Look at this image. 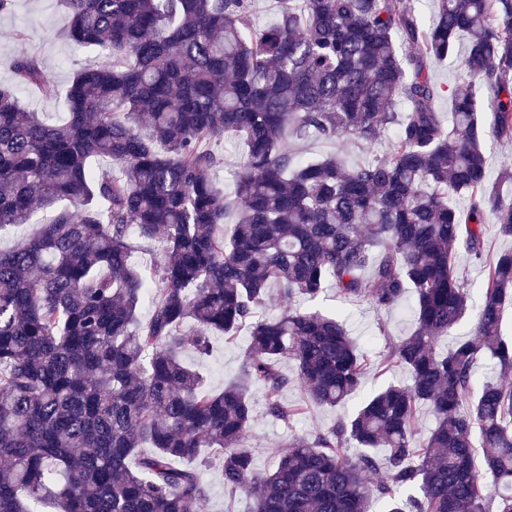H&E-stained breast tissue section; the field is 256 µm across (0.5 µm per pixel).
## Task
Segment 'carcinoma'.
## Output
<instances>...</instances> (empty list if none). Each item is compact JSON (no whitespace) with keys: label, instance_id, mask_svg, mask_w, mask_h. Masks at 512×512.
I'll return each instance as SVG.
<instances>
[{"label":"carcinoma","instance_id":"carcinoma-1","mask_svg":"<svg viewBox=\"0 0 512 512\" xmlns=\"http://www.w3.org/2000/svg\"><path fill=\"white\" fill-rule=\"evenodd\" d=\"M61 2L66 39L99 51L74 73L65 118L19 100L18 83L56 93L22 48L15 82H0V231L52 210L0 248V512H209L210 465L246 512H512V387L475 389L482 354L512 371V251L488 265L471 337L440 348L470 309L453 255L483 258L487 216L512 237V198L488 187L480 147L512 141V0H439L428 27L408 0H279L260 31L252 0ZM461 34L468 82L448 90L446 122L430 66ZM391 129L390 154L358 166L283 148L287 132L370 148ZM227 137L244 145L231 196L213 181ZM136 238L164 246L151 279ZM328 288L380 310L412 290L416 328L383 359L410 383L295 439L259 476L243 449L252 388L288 422L293 383L328 408L364 385L336 314L259 315L274 291ZM189 320L201 358L218 334L249 336L221 390L182 358ZM420 406L435 419L422 441ZM50 212L37 209L30 220L29 224H25L22 227L4 232L0 235V248L7 249L13 247L21 238L33 235L37 232L39 225L46 223L50 218Z\"/></svg>","mask_w":512,"mask_h":512}]
</instances>
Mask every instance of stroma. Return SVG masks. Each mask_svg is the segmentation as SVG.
Returning a JSON list of instances; mask_svg holds the SVG:
<instances>
[{"mask_svg": "<svg viewBox=\"0 0 512 512\" xmlns=\"http://www.w3.org/2000/svg\"><path fill=\"white\" fill-rule=\"evenodd\" d=\"M64 9L60 0H17L12 14L0 17V81L13 79L9 49L15 42H22L26 51L36 57L56 87L53 98H44L30 86L18 88V97L23 104L36 108L46 115L59 119L68 110L67 90L74 72L88 59L92 52L72 44L62 35ZM290 151L306 158H320L330 154L342 156L346 163L359 164L384 154L387 142H378L373 148L341 139L310 138L288 139ZM512 249V239L501 236L493 221L484 225V260L477 263L465 252H458L455 265L463 279V285L471 296H478L486 275L489 261L503 251ZM316 308L336 313L356 338L366 356V378L369 386L389 383H404L409 379L406 368L395 365L384 369L380 366L389 346L401 337L410 335L415 328L412 295H404L395 305L386 310L374 309L369 302L351 301L331 294L315 300ZM247 344L246 336H238L233 342L217 340L212 354L198 359L193 348H186L185 361L190 365H202L212 388H223L233 379L241 366L242 353ZM288 403L303 405L301 415L284 423L269 417L263 403H256L252 431L244 441L245 450L251 455L256 473L270 470L279 454L299 436H311L327 429L341 409H329L307 404L303 390L291 386L283 394Z\"/></svg>", "mask_w": 512, "mask_h": 512, "instance_id": "35a3bbf8", "label": "stroma"}]
</instances>
